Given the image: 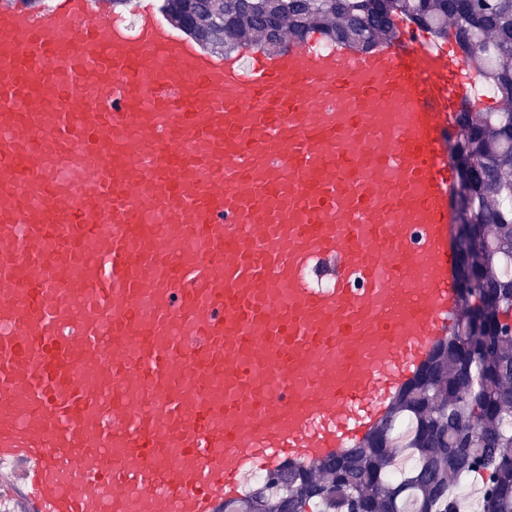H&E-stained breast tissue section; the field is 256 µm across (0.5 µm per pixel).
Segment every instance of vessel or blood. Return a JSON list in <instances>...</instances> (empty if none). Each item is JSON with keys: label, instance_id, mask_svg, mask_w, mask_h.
<instances>
[{"label": "vessel or blood", "instance_id": "vessel-or-blood-1", "mask_svg": "<svg viewBox=\"0 0 512 512\" xmlns=\"http://www.w3.org/2000/svg\"><path fill=\"white\" fill-rule=\"evenodd\" d=\"M0 7V496L222 512L351 449L459 307L448 137L478 79L414 25L367 53L204 51L152 0Z\"/></svg>", "mask_w": 512, "mask_h": 512}]
</instances>
